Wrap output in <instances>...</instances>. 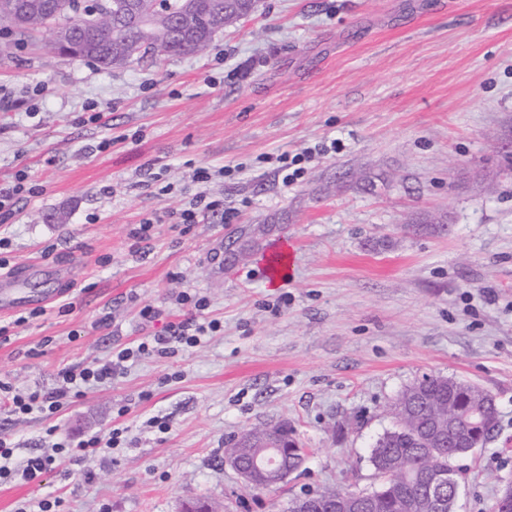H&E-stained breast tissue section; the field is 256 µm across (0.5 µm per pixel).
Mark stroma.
<instances>
[{
    "label": "stroma",
    "mask_w": 512,
    "mask_h": 512,
    "mask_svg": "<svg viewBox=\"0 0 512 512\" xmlns=\"http://www.w3.org/2000/svg\"><path fill=\"white\" fill-rule=\"evenodd\" d=\"M51 36L0 38V96L26 101L0 113V180L23 168L43 188L5 224L32 316L0 311L12 332L0 379L53 391L62 368L179 320L182 291L206 297L221 328L53 418L0 408L20 461L119 423L135 440L39 485H0V512L49 493L63 512H282L339 480L371 490L388 406L425 374L496 398L494 438L459 461L456 507L491 512L512 480V0H260L205 54L115 69L46 54ZM91 104L103 125L87 122ZM306 150L283 185L273 157ZM222 166L209 189L231 223L166 221L197 168ZM160 170L174 186L163 197L145 186ZM153 216L151 247L136 251L128 232ZM276 243L291 267L274 284L260 267ZM147 303L160 321L141 320ZM156 414L168 432L147 426ZM281 424L306 461L250 490L225 445Z\"/></svg>",
    "instance_id": "obj_1"
}]
</instances>
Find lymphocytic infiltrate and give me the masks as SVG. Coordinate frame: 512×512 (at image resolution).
<instances>
[{
  "label": "lymphocytic infiltrate",
  "instance_id": "f902f5d3",
  "mask_svg": "<svg viewBox=\"0 0 512 512\" xmlns=\"http://www.w3.org/2000/svg\"><path fill=\"white\" fill-rule=\"evenodd\" d=\"M224 169L211 170L197 168L193 180L201 186L192 198L181 209L168 212L167 217L173 224H197L209 214L223 209V200L214 198L206 185L215 177L224 176ZM180 304L186 305L187 313L175 322H168L163 331L133 341L128 345L113 350L111 359L76 365L62 372L64 387L53 392H45L38 388L14 389L11 383L0 381V406L14 415L39 413L43 417H54L67 398H78L87 389L100 386L121 376L129 364L152 357H166L175 354L182 348L197 347L210 333L220 328L217 320L206 317L207 301L205 298L183 292L177 297ZM130 429L126 426L112 428L107 436L93 435L77 444L58 442L50 451L28 456L24 461L15 458V445L6 438H0V484L23 480L25 482H41L43 476L59 463H79L86 456L94 454H112L114 450L132 446L129 436Z\"/></svg>",
  "mask_w": 512,
  "mask_h": 512
}]
</instances>
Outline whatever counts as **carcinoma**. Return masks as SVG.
Returning <instances> with one entry per match:
<instances>
[{
  "instance_id": "obj_1",
  "label": "carcinoma",
  "mask_w": 512,
  "mask_h": 512,
  "mask_svg": "<svg viewBox=\"0 0 512 512\" xmlns=\"http://www.w3.org/2000/svg\"><path fill=\"white\" fill-rule=\"evenodd\" d=\"M251 0H104L97 13L120 17L89 33L96 13L84 14L81 0H0V32L31 37L42 29L54 31V40L44 46L48 53L69 61L92 60L100 67L119 68L147 56L157 63L180 55H202L209 48L216 27L199 25L203 17L220 12L226 18L246 13ZM392 427L383 432L371 449L370 463L378 486L371 498L361 499L359 512H448V487L435 483L436 475L461 472L452 469L458 449L432 438L431 432H447L448 421L470 448H481L497 428L494 396L472 384L441 375H424L405 387L390 406ZM282 427H255L233 439L225 451L237 449L242 462L256 456L273 466L271 446ZM282 462L296 471L306 450L289 441ZM358 495L340 484L328 485L311 496L294 497L287 512H328V506Z\"/></svg>"
}]
</instances>
